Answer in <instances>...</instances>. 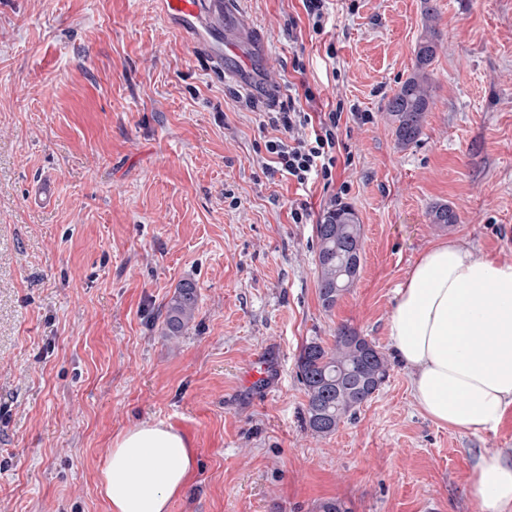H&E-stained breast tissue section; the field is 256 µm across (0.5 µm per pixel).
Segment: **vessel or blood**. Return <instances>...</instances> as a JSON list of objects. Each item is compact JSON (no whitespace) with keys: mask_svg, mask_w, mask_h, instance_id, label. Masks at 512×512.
<instances>
[{"mask_svg":"<svg viewBox=\"0 0 512 512\" xmlns=\"http://www.w3.org/2000/svg\"><path fill=\"white\" fill-rule=\"evenodd\" d=\"M160 12L215 73L246 89L268 88L262 69L270 42L240 0H158Z\"/></svg>","mask_w":512,"mask_h":512,"instance_id":"1","label":"vessel or blood"}]
</instances>
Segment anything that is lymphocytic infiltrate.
Here are the masks:
<instances>
[{
  "mask_svg": "<svg viewBox=\"0 0 512 512\" xmlns=\"http://www.w3.org/2000/svg\"><path fill=\"white\" fill-rule=\"evenodd\" d=\"M343 117L340 105L319 110L309 89L274 102L262 121L263 128L273 132L265 142L267 177L294 181L304 190L319 183L347 192V185L335 183L336 167L346 149L340 138Z\"/></svg>",
  "mask_w": 512,
  "mask_h": 512,
  "instance_id": "1",
  "label": "lymphocytic infiltrate"
}]
</instances>
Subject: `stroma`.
<instances>
[{"label":"stroma","instance_id":"obj_1","mask_svg":"<svg viewBox=\"0 0 512 512\" xmlns=\"http://www.w3.org/2000/svg\"><path fill=\"white\" fill-rule=\"evenodd\" d=\"M432 3L433 103L403 148L386 104L413 70L423 0H329L326 34L294 42L279 26L300 0H244L279 93L302 82L352 114L336 181L362 264L328 310L313 224L333 191L266 178L271 130L155 0H0V512H107L99 468L147 421L194 458L169 512H480L476 465L512 455V411L493 431L439 426L394 361L317 438L296 376L306 342L344 325L389 353L397 290L432 244L512 264V0ZM48 178L52 204H31ZM304 200L311 223H292ZM440 203L457 224H431ZM186 281L195 325L171 340L164 306ZM260 359L269 379L247 384Z\"/></svg>","mask_w":512,"mask_h":512}]
</instances>
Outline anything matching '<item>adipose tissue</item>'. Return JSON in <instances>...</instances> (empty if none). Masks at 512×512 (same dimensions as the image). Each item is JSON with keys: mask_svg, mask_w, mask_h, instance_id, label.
Masks as SVG:
<instances>
[{"mask_svg": "<svg viewBox=\"0 0 512 512\" xmlns=\"http://www.w3.org/2000/svg\"><path fill=\"white\" fill-rule=\"evenodd\" d=\"M393 355L433 422L494 430L512 409V264L444 241L425 250L397 290ZM192 470L184 436L162 422L119 433L98 491L108 512H169ZM471 495L481 512H512V457L481 456Z\"/></svg>", "mask_w": 512, "mask_h": 512, "instance_id": "1", "label": "adipose tissue"}]
</instances>
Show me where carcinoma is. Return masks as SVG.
Returning a JSON list of instances; mask_svg holds the SVG:
<instances>
[{
	"mask_svg": "<svg viewBox=\"0 0 512 512\" xmlns=\"http://www.w3.org/2000/svg\"><path fill=\"white\" fill-rule=\"evenodd\" d=\"M436 22L435 7L430 0H424L425 36L416 48L415 66L386 105L400 147L417 142L433 102L430 67L437 53ZM429 216L431 223L441 227L458 221L455 211L446 204L433 206ZM315 234L318 289L323 307L330 310L357 280L361 259L353 250L361 243L362 229L354 210L340 205L326 212L316 225ZM198 304L195 285L181 283L165 305L163 335H186L195 321ZM296 367L307 396L305 425L319 438L336 432L345 419L379 390L389 372L385 355L372 341L349 327L338 330L330 347L315 339L309 341L302 347Z\"/></svg>",
	"mask_w": 512,
	"mask_h": 512,
	"instance_id": "cac0c4a2",
	"label": "carcinoma"
}]
</instances>
